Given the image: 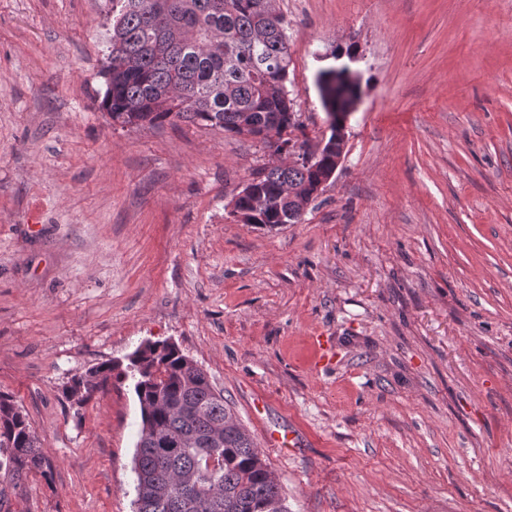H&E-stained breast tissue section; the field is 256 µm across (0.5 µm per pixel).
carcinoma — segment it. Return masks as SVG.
<instances>
[{"label": "carcinoma", "instance_id": "1", "mask_svg": "<svg viewBox=\"0 0 512 512\" xmlns=\"http://www.w3.org/2000/svg\"><path fill=\"white\" fill-rule=\"evenodd\" d=\"M112 33L102 74V108L121 127L189 122L248 133L267 144L293 128L288 91V24L273 0H110ZM333 154L311 165L283 164L251 173L252 188L271 201L253 210L260 226L296 224L297 208L284 202L288 187L311 197ZM134 380L141 429L132 463L137 512H288L286 497L250 435L224 404L208 373L167 341L135 350L121 369L101 363L72 378L67 396L87 404L112 381ZM224 442L208 439L216 429ZM0 471L18 485L31 473L48 477V464L26 414L0 393ZM196 476L213 496L186 509L160 490L182 476Z\"/></svg>", "mask_w": 512, "mask_h": 512}]
</instances>
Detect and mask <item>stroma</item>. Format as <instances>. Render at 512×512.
Instances as JSON below:
<instances>
[{
  "label": "stroma",
  "instance_id": "stroma-1",
  "mask_svg": "<svg viewBox=\"0 0 512 512\" xmlns=\"http://www.w3.org/2000/svg\"><path fill=\"white\" fill-rule=\"evenodd\" d=\"M294 141L355 47L345 157L301 220L239 222L265 144L100 101L109 0H0V392L51 465L10 512H132L133 380L176 343L289 512H512V0H278ZM297 437L279 448L269 432Z\"/></svg>",
  "mask_w": 512,
  "mask_h": 512
}]
</instances>
